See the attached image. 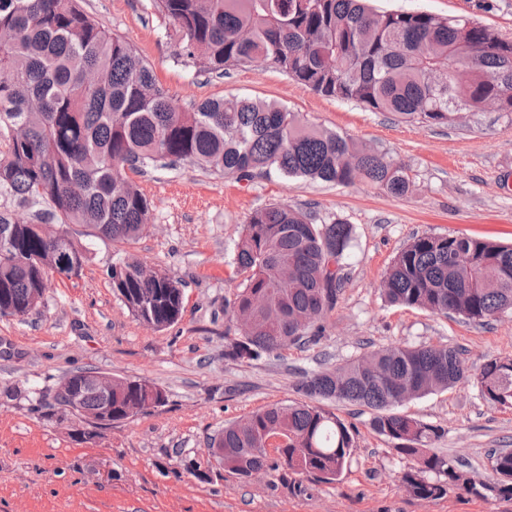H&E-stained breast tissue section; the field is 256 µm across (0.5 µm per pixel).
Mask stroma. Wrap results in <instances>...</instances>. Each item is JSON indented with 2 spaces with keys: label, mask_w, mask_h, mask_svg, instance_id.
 <instances>
[{
  "label": "stroma",
  "mask_w": 512,
  "mask_h": 512,
  "mask_svg": "<svg viewBox=\"0 0 512 512\" xmlns=\"http://www.w3.org/2000/svg\"><path fill=\"white\" fill-rule=\"evenodd\" d=\"M101 27L152 66L181 107L222 96L275 101L307 124L386 152L408 167L409 192L394 197L358 180L335 186L275 174L250 180L189 163L134 180L150 221L115 246L69 225L89 250L78 277L53 278L28 316L0 317V512H512L494 492L456 491L433 501L398 485L406 462L370 426V409L332 401L353 425L357 449L341 481L243 482L208 459V438L269 404L300 401V372L392 346L463 349L469 366L512 358V314L484 327L388 304L382 275L413 234L468 235L512 243V112H460L447 124L370 112L298 85L264 64L218 78L177 61L179 42L153 0H81ZM380 11L465 18L512 39V0H373ZM285 203L314 223L350 224L347 281L317 341L255 361L224 357V305L244 277L236 245L253 211ZM166 271L184 292L179 321L157 331L137 321L108 271L126 255ZM92 369L148 381L166 394L148 414L81 437L58 413L35 409L37 392L67 372ZM404 414L441 429L436 448L482 475L489 454L512 448V409L489 406L469 382L407 401Z\"/></svg>",
  "instance_id": "35a3bbf8"
}]
</instances>
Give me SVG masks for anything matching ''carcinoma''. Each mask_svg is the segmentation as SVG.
Returning a JSON list of instances; mask_svg holds the SVG:
<instances>
[{
  "label": "carcinoma",
  "mask_w": 512,
  "mask_h": 512,
  "mask_svg": "<svg viewBox=\"0 0 512 512\" xmlns=\"http://www.w3.org/2000/svg\"><path fill=\"white\" fill-rule=\"evenodd\" d=\"M181 37L183 56L222 76L262 61L296 83L370 112L447 124L457 105L469 112H512V41L488 27L426 12H378L367 0H154ZM466 53L472 78L439 89L429 74ZM96 71L101 80L86 83ZM0 195L40 206L29 222L0 212V316L31 312L49 285L53 242L64 237L80 264L86 248L69 224L112 244L135 241L150 201L126 174L180 162L237 180L277 171L348 186L357 179L398 197L410 189L407 167L332 131L306 125L273 102L209 98L183 110L158 84L152 66L121 37L102 28L78 0H0ZM349 224H315L288 205L255 210L237 243L243 287L224 307L226 359L257 360L317 339L346 277ZM459 252L471 255L464 268ZM112 288L130 313L157 330L181 317L178 282L129 256L110 270ZM392 305L458 316L485 326L512 311V245L483 238L415 235L380 282ZM250 327L240 332V319ZM87 369L63 375L50 389L63 417L93 425L103 405L78 391ZM478 380L481 398L512 408V359L491 357L474 369L448 346L382 348L343 366H321L297 378L306 401L271 404L224 425L208 442L224 470L247 480L263 468L333 483L356 450L355 429L319 400L380 412L371 426L411 461L400 486L418 500L450 490L491 489L512 500V449L490 454L496 482L432 448L440 429L395 410L394 391L418 396ZM148 382L112 383V422L132 419Z\"/></svg>",
  "instance_id": "obj_1"
}]
</instances>
